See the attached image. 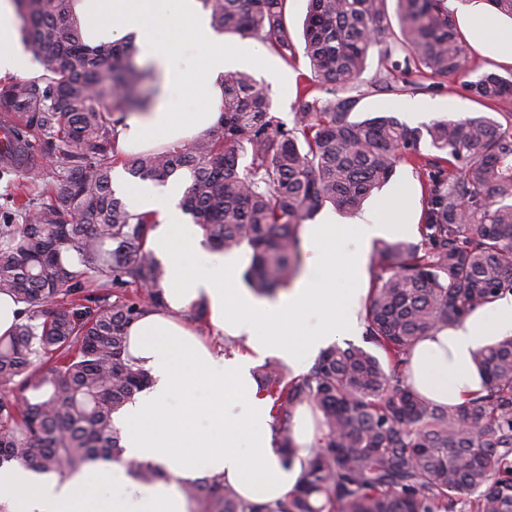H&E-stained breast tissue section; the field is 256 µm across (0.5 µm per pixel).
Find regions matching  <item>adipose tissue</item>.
<instances>
[{
  "instance_id": "1",
  "label": "adipose tissue",
  "mask_w": 512,
  "mask_h": 512,
  "mask_svg": "<svg viewBox=\"0 0 512 512\" xmlns=\"http://www.w3.org/2000/svg\"><path fill=\"white\" fill-rule=\"evenodd\" d=\"M71 9L87 45L133 39L137 62L155 74V100L115 127L121 154L184 142L215 127L225 72L267 63L254 41L227 46L202 0H71ZM458 23L472 45L512 65V25L503 24L487 0L461 6ZM43 72L25 50L14 0H0V80ZM120 191L130 210L152 216L149 245L167 271L165 310L140 318L128 333L129 353L151 384L113 416L125 460L66 479L6 467L0 469V501L16 512H191L181 486L205 476L223 477L252 502L286 497L321 432L310 410L299 408L293 436L300 459L285 465L273 445L271 401L258 389L253 365L273 357L302 372L321 349L357 329L371 252L393 236L415 232V225L392 212L353 224L329 214L304 225L306 270L286 291L268 297L239 282L244 251L203 248L202 229L188 223L178 205L181 182L162 190L149 181L124 183ZM196 308L241 352L219 354L183 326L180 313ZM511 331L508 293L424 337L411 354L410 384L435 403L465 404L484 388L474 354ZM131 459L162 465L168 475L142 483L128 471ZM97 483L119 484L121 492L100 497L93 490Z\"/></svg>"
}]
</instances>
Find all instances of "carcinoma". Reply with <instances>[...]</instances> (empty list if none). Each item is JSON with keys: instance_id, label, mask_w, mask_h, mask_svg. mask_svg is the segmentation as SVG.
Listing matches in <instances>:
<instances>
[{"instance_id": "carcinoma-1", "label": "carcinoma", "mask_w": 512, "mask_h": 512, "mask_svg": "<svg viewBox=\"0 0 512 512\" xmlns=\"http://www.w3.org/2000/svg\"><path fill=\"white\" fill-rule=\"evenodd\" d=\"M24 40L45 62L35 79L0 85V114L56 157L47 190L38 173L18 186L22 223L0 224V293L22 305L0 336V467L67 476L120 462L112 423L149 377L128 354V328L165 307L166 270L147 247L152 219L112 191L117 116L145 108L150 72L132 42L85 44L71 0H15ZM309 0L303 24L311 85L292 127L249 74L224 73L215 130L161 152L124 158L129 174L164 184L190 175L182 208L216 250H251L252 288L287 285L302 254L301 224L326 204L352 213L398 165L421 183L422 239L377 250L364 306V340L324 349L308 372L268 364L275 447L297 456L292 418L307 404L323 435L283 499H241L224 480L183 486L196 512H512V336L476 352L486 393L440 405L406 382L413 347L512 293V112L442 118L411 127L385 113L355 120L356 86L370 51L375 83L417 95L432 80L467 76L466 39L447 0ZM212 26L255 38L283 59L295 55L288 0H203ZM494 110L512 97V70L463 82ZM431 152L424 153L422 142ZM144 483L165 477L130 461Z\"/></svg>"}]
</instances>
